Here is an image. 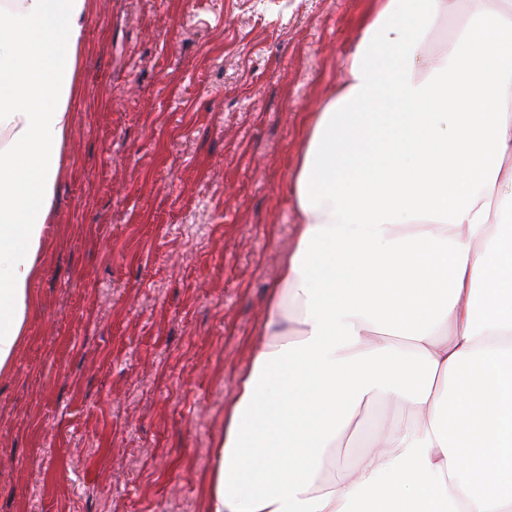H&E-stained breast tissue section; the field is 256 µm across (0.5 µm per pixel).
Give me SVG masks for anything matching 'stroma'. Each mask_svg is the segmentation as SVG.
<instances>
[{
    "instance_id": "obj_1",
    "label": "stroma",
    "mask_w": 512,
    "mask_h": 512,
    "mask_svg": "<svg viewBox=\"0 0 512 512\" xmlns=\"http://www.w3.org/2000/svg\"><path fill=\"white\" fill-rule=\"evenodd\" d=\"M0 512H204L298 222L304 120L371 0H89Z\"/></svg>"
}]
</instances>
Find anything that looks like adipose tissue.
Wrapping results in <instances>:
<instances>
[{"instance_id": "obj_1", "label": "adipose tissue", "mask_w": 512, "mask_h": 512, "mask_svg": "<svg viewBox=\"0 0 512 512\" xmlns=\"http://www.w3.org/2000/svg\"><path fill=\"white\" fill-rule=\"evenodd\" d=\"M376 0L307 123L205 512H512V0ZM88 0L0 6V371L36 310ZM297 314H289V306ZM390 409L348 473L362 409ZM451 11L443 17L436 29L430 34L427 42L424 45V54L426 56H433L437 54L440 49L450 41H452L457 33L458 12L464 4L452 3Z\"/></svg>"}]
</instances>
